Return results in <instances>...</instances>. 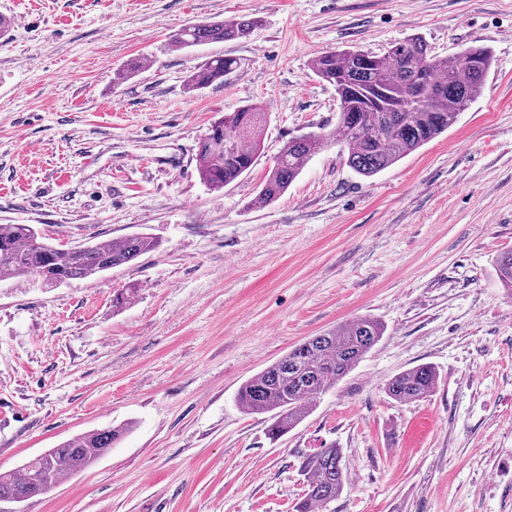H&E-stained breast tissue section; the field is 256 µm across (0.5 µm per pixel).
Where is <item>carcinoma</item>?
<instances>
[{"label": "carcinoma", "mask_w": 512, "mask_h": 512, "mask_svg": "<svg viewBox=\"0 0 512 512\" xmlns=\"http://www.w3.org/2000/svg\"><path fill=\"white\" fill-rule=\"evenodd\" d=\"M253 19L201 22L171 36L182 50L212 42L246 39L257 28ZM494 63L485 46H469L452 58L430 53L416 36L394 44L384 56L363 50L326 52L313 60L312 70L336 88V142L347 149V163L369 178L392 166L447 131L480 96ZM239 61L218 56L188 78L191 91L205 88L234 73ZM265 112L247 105L211 124L196 156L200 179L212 190L222 189L253 166L261 147ZM331 137L307 133L289 140L261 184L257 201L278 199L300 174L316 150ZM156 247L153 238L132 236L119 243L97 241L77 248H58L41 241L30 224H0V281L44 272L43 282L86 279L127 264ZM499 279L512 289V252L498 260ZM383 335L381 324L363 316L314 336L247 380L237 392L239 407L251 414H271L268 435L279 438L293 430L330 384L344 378ZM439 375L429 364L402 371L385 385L398 402L429 397ZM128 425L97 429L67 440L0 473V499H30L46 493L65 477L81 472L105 455ZM306 489L296 512H325L347 484L339 449L324 448L301 464Z\"/></svg>", "instance_id": "obj_1"}]
</instances>
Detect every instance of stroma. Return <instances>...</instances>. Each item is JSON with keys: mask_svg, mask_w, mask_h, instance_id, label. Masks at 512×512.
Wrapping results in <instances>:
<instances>
[{"mask_svg": "<svg viewBox=\"0 0 512 512\" xmlns=\"http://www.w3.org/2000/svg\"><path fill=\"white\" fill-rule=\"evenodd\" d=\"M0 14V224L68 248L158 243L58 287L0 282V472L130 427L21 512H295L304 456L330 446L348 484L328 512H512V293L497 276L512 252V0H0ZM241 18L259 21L250 38L170 48L184 26ZM412 36L441 57L491 48L471 108L370 178L329 144L257 203L289 139L336 128L315 57ZM215 55L238 71L189 90ZM250 104L266 112L257 159L211 190L198 143ZM361 316L379 342L271 440L239 388ZM425 363L429 397H387Z\"/></svg>", "mask_w": 512, "mask_h": 512, "instance_id": "stroma-1", "label": "stroma"}]
</instances>
